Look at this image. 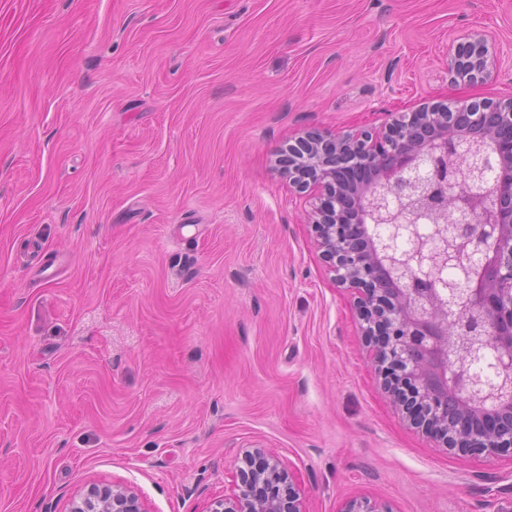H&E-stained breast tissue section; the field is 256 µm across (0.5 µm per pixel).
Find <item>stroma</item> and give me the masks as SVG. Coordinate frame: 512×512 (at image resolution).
<instances>
[{"mask_svg":"<svg viewBox=\"0 0 512 512\" xmlns=\"http://www.w3.org/2000/svg\"><path fill=\"white\" fill-rule=\"evenodd\" d=\"M488 31L497 78L452 85ZM512 97V0H0V512H209L244 451L305 512H512V457L386 392L276 152ZM448 70L453 83L472 86L495 78L499 64L496 41L486 33L465 34L448 44ZM70 512H144L142 504L133 491L112 486V488L91 487L87 494L74 502Z\"/></svg>","mask_w":512,"mask_h":512,"instance_id":"stroma-1","label":"stroma"}]
</instances>
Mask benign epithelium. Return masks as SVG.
I'll use <instances>...</instances> for the list:
<instances>
[{
	"label": "benign epithelium",
	"instance_id": "obj_1",
	"mask_svg": "<svg viewBox=\"0 0 512 512\" xmlns=\"http://www.w3.org/2000/svg\"><path fill=\"white\" fill-rule=\"evenodd\" d=\"M453 83L495 78L496 41L448 44ZM492 152L502 172L483 178ZM336 285L356 291L375 371L409 424L449 451L512 456V97L396 112L377 129L307 131L280 156ZM362 224H384L375 239ZM457 277L448 279V269ZM238 493L211 512H305L273 456H243ZM70 512H144L133 491L91 487ZM341 512H392L350 500Z\"/></svg>",
	"mask_w": 512,
	"mask_h": 512
}]
</instances>
